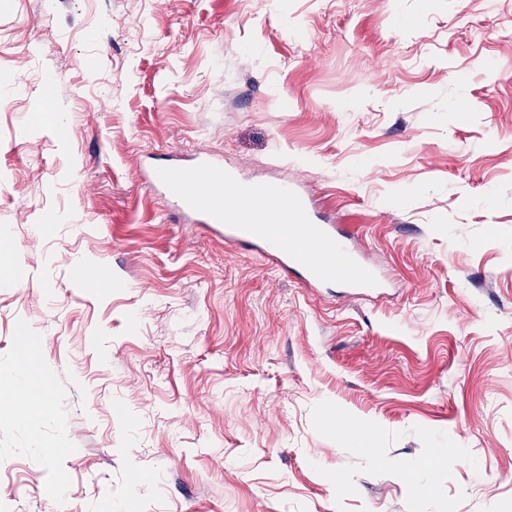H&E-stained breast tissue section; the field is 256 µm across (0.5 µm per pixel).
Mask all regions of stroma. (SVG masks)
I'll use <instances>...</instances> for the list:
<instances>
[{
    "label": "stroma",
    "instance_id": "1",
    "mask_svg": "<svg viewBox=\"0 0 512 512\" xmlns=\"http://www.w3.org/2000/svg\"><path fill=\"white\" fill-rule=\"evenodd\" d=\"M511 25L0 0V384L30 336L51 408L34 445L0 410V512H512ZM204 157L298 182L379 288L171 218L149 169Z\"/></svg>",
    "mask_w": 512,
    "mask_h": 512
}]
</instances>
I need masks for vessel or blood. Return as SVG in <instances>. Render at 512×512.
Masks as SVG:
<instances>
[{
	"instance_id": "1",
	"label": "vessel or blood",
	"mask_w": 512,
	"mask_h": 512,
	"mask_svg": "<svg viewBox=\"0 0 512 512\" xmlns=\"http://www.w3.org/2000/svg\"><path fill=\"white\" fill-rule=\"evenodd\" d=\"M151 180L177 213L222 231L225 244L260 254L307 286L366 291L379 285L377 272L348 248L336 226L313 219L312 205L295 183L247 184L206 159L157 164Z\"/></svg>"
}]
</instances>
